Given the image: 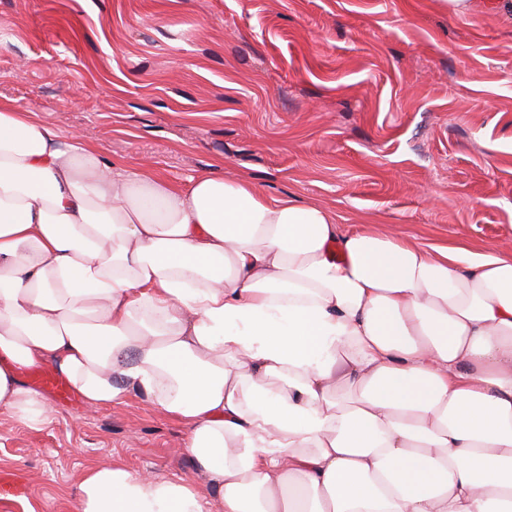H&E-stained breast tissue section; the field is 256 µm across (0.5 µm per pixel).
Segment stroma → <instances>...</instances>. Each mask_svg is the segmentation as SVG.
I'll return each mask as SVG.
<instances>
[{"label":"stroma","instance_id":"35a3bbf8","mask_svg":"<svg viewBox=\"0 0 512 512\" xmlns=\"http://www.w3.org/2000/svg\"><path fill=\"white\" fill-rule=\"evenodd\" d=\"M0 103L188 187L245 177L417 243L512 250V18L441 0H0ZM0 415V477L76 512L112 463L176 479L184 429L131 395Z\"/></svg>","mask_w":512,"mask_h":512}]
</instances>
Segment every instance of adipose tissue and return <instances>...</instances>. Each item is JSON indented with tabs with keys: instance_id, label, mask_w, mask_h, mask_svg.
<instances>
[{
	"instance_id": "obj_1",
	"label": "adipose tissue",
	"mask_w": 512,
	"mask_h": 512,
	"mask_svg": "<svg viewBox=\"0 0 512 512\" xmlns=\"http://www.w3.org/2000/svg\"><path fill=\"white\" fill-rule=\"evenodd\" d=\"M35 365L185 429L191 475L106 464L80 512H512V253L181 188L0 106V414L38 427Z\"/></svg>"
}]
</instances>
